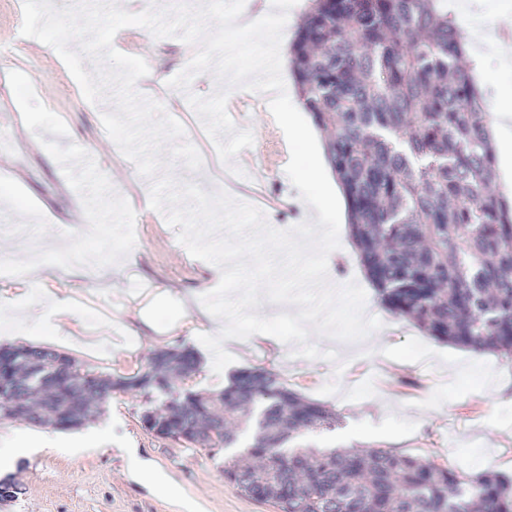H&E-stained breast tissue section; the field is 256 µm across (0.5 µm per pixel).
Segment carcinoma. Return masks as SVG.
Returning a JSON list of instances; mask_svg holds the SVG:
<instances>
[{
  "instance_id": "cac0c4a2",
  "label": "carcinoma",
  "mask_w": 512,
  "mask_h": 512,
  "mask_svg": "<svg viewBox=\"0 0 512 512\" xmlns=\"http://www.w3.org/2000/svg\"><path fill=\"white\" fill-rule=\"evenodd\" d=\"M289 44L299 101L326 133L349 235L387 312L432 340L512 360V207L492 181L483 96L448 0H309ZM198 371L181 343L143 371L103 374L45 347L0 346V423L77 431L114 392L139 396L142 427L224 460L242 496L280 512H512V476L472 474L392 448L317 450L307 432L340 416L262 367L218 394L182 389Z\"/></svg>"
}]
</instances>
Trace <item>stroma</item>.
I'll return each instance as SVG.
<instances>
[{
  "label": "stroma",
  "instance_id": "stroma-1",
  "mask_svg": "<svg viewBox=\"0 0 512 512\" xmlns=\"http://www.w3.org/2000/svg\"><path fill=\"white\" fill-rule=\"evenodd\" d=\"M22 0H0V45L14 44L10 59L0 58V176L18 182L38 203L51 225L43 247L55 244L61 226L79 232L86 226L80 195L68 184L59 164L25 126L8 82L10 71L29 76L38 99L68 127L61 146L77 144L96 160L111 183L122 185L133 202H142L149 182L120 152L101 122L110 102L90 104L50 46L17 30L15 14ZM120 52L151 57L175 76L183 68L187 46L175 38H154L141 27L115 36ZM143 95L178 114L200 154L215 146L184 93L142 79ZM228 114L237 128L251 130L249 159L261 177L263 194L288 198V205L266 210L269 224L286 229L309 220L313 208L299 196L285 173L289 154L285 136L274 122L267 94L236 91ZM132 263L88 272L86 268L51 267L37 282L0 275V314L22 318L38 310L40 320L28 326L34 344L71 355L91 370L132 375L143 369L149 353L168 343L198 347L187 319L207 320L201 295L218 280L214 266L193 258L179 243L177 231L156 210L140 211L135 222ZM328 256V279L366 288L365 313L381 327L358 343L318 334L311 343L331 350L344 362L295 356L294 345L256 334L228 340L224 348L234 361L221 374L200 368L186 388L219 392L244 367H263L280 375L303 396L328 402L341 416L330 430L304 435L311 447L373 445L438 461L478 473L492 467L512 475V361L440 344L415 326L382 309L359 265L347 231ZM75 300L78 308L56 330L53 301ZM141 403L130 393L113 394L102 418L75 432L25 423L0 424V459L6 471L19 475L23 493L6 512H275L268 504L240 496L224 480V455L185 448L157 439L142 428Z\"/></svg>",
  "mask_w": 512,
  "mask_h": 512
}]
</instances>
